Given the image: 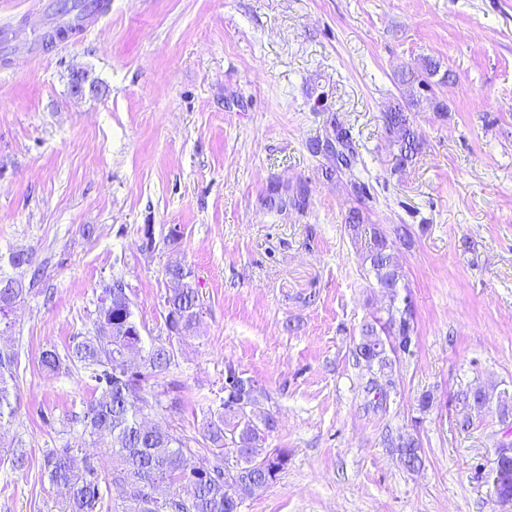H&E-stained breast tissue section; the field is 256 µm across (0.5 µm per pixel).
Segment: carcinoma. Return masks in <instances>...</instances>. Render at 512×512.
<instances>
[{
  "instance_id": "1",
  "label": "carcinoma",
  "mask_w": 512,
  "mask_h": 512,
  "mask_svg": "<svg viewBox=\"0 0 512 512\" xmlns=\"http://www.w3.org/2000/svg\"><path fill=\"white\" fill-rule=\"evenodd\" d=\"M103 8L101 0H62L59 4L64 15ZM437 69L435 62L427 61L419 68L401 71L398 78L411 88L429 92ZM419 105L420 99L411 93L405 103L398 102L383 113L386 133L397 147L398 168L412 163L421 153L422 145L414 130V108ZM349 148L354 157L352 168L343 173L328 167L325 177L343 180L351 188L356 205L349 208L344 223L352 238L367 241L364 263L368 274L390 301L386 316L373 314L362 324L354 349L356 361L376 371L366 390L385 401L395 387L397 350L408 355L413 345V305L400 297L405 274L397 259L398 247L410 246L411 235L404 224L383 228L369 223L370 204L376 202L374 186L366 176L358 147L351 142ZM287 196L288 188L272 183L262 204L279 212L289 206L303 211L310 202V186L301 183L296 198L289 201ZM165 275L172 288L164 296L167 310L163 319L169 320L165 327L175 330V338L181 341L193 333L202 312L198 285L192 271L178 260L166 266ZM12 282V278H0V308L18 304L29 292L25 287H10ZM102 293L107 303L98 306L93 330L81 336L65 354L50 348L42 351L39 359L41 369L48 374L72 366L91 373L96 382L95 396L75 422L93 447L104 449L112 459V469L103 479L94 458L85 454L82 464L74 463L76 448L64 444L46 452L45 473L61 497V512H102V484L110 486L115 481L126 483L128 492L121 503L112 506L113 512H235L237 504L244 503L256 488L276 481L288 465V449L265 447L267 438L277 429L276 418L253 413L246 419L237 409L222 405L203 424L198 438L170 426L146 425V419L158 410H178L184 403L178 386L169 384L156 394L151 391L175 362V347L171 342L144 347L132 307L109 287ZM18 366V352L0 344V431L7 429L18 413ZM162 396L169 398L168 405H163ZM454 402L461 408L457 426L463 431L472 429L490 412L512 428V398L495 394L492 387H469L458 392ZM385 442L396 450L407 470L414 472L423 466L417 435L390 433ZM201 448L212 455V473L193 477L189 467L195 464Z\"/></svg>"
}]
</instances>
